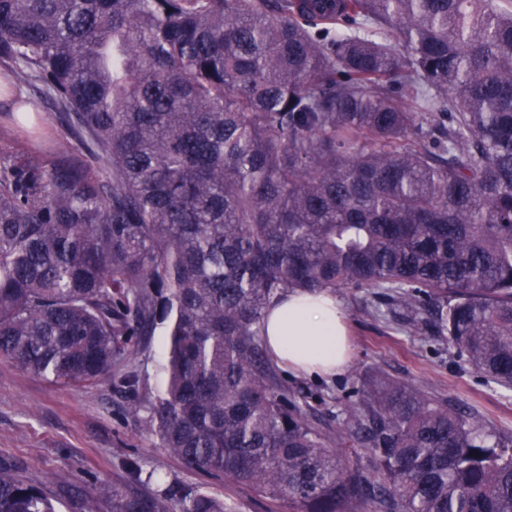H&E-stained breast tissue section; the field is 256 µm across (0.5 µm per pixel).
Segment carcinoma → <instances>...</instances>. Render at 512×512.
Returning a JSON list of instances; mask_svg holds the SVG:
<instances>
[{
  "label": "carcinoma",
  "instance_id": "cac0c4a2",
  "mask_svg": "<svg viewBox=\"0 0 512 512\" xmlns=\"http://www.w3.org/2000/svg\"><path fill=\"white\" fill-rule=\"evenodd\" d=\"M0 66L102 171L68 140L0 168V358L92 383L161 325L146 428L188 468L292 512H512V432L382 379L320 430L260 340L290 291L383 288L379 315L512 389V0H0ZM93 499L226 512L197 487ZM0 512L55 508L0 462ZM348 472H354L356 469L364 476H374L371 464L370 453L366 448L360 445H354L352 448H342Z\"/></svg>",
  "mask_w": 512,
  "mask_h": 512
}]
</instances>
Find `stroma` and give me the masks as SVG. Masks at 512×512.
I'll return each mask as SVG.
<instances>
[{
	"instance_id": "stroma-1",
	"label": "stroma",
	"mask_w": 512,
	"mask_h": 512,
	"mask_svg": "<svg viewBox=\"0 0 512 512\" xmlns=\"http://www.w3.org/2000/svg\"><path fill=\"white\" fill-rule=\"evenodd\" d=\"M18 100L39 115L46 137L70 136L49 97L28 84H14L8 94H0V165L19 154L43 155L38 143L16 131L10 113ZM336 297L349 325V371L336 377L276 371L318 427L344 429L350 408L359 400L358 389L383 376L416 384L440 402L460 411L475 410L491 426L512 430V392L487 383L444 338L430 331L411 332L398 319L376 317L378 300L365 290L341 289ZM165 347V330L160 327L132 361L114 365L101 381L77 386L54 384L0 358V461L17 464L34 485L52 474L47 493L56 512H112L110 501L92 499L94 485L101 482L142 495L169 485L203 486L223 497L232 512H288L287 504L264 498L249 487L188 469L146 432L150 402L163 384ZM130 368L143 381L136 412L129 411L119 384ZM130 459L141 468L140 480H131L127 473Z\"/></svg>"
}]
</instances>
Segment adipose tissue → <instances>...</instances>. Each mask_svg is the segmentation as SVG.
Segmentation results:
<instances>
[{
    "mask_svg": "<svg viewBox=\"0 0 512 512\" xmlns=\"http://www.w3.org/2000/svg\"><path fill=\"white\" fill-rule=\"evenodd\" d=\"M269 359L292 373L333 376L351 363L345 312L329 291L289 292L261 324Z\"/></svg>",
    "mask_w": 512,
    "mask_h": 512,
    "instance_id": "obj_1",
    "label": "adipose tissue"
}]
</instances>
